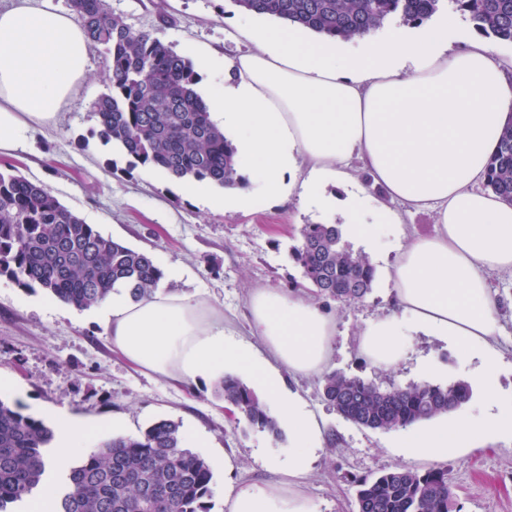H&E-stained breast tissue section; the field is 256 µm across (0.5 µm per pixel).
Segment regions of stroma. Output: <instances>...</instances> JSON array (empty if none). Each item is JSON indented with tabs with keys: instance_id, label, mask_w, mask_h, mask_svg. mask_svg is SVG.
<instances>
[{
	"instance_id": "1",
	"label": "stroma",
	"mask_w": 512,
	"mask_h": 512,
	"mask_svg": "<svg viewBox=\"0 0 512 512\" xmlns=\"http://www.w3.org/2000/svg\"><path fill=\"white\" fill-rule=\"evenodd\" d=\"M114 14L135 30L157 34L187 58L213 49L230 55L245 43L225 40L229 24L242 20L233 0H109ZM173 19L162 25L160 13ZM105 61L90 52L87 76L60 111L55 124L37 131L26 150L0 155V170L15 167L31 181L50 188L66 207L103 235L150 252L159 265L185 269L183 278L167 281L168 290L204 299L221 308L224 323L236 335L249 332L248 300L258 287L291 288L300 272L291 259L305 224H339L291 197L288 203H263L254 212H227L221 204L201 206L185 192V184L162 171L132 162L95 135L94 101L105 92ZM388 209L398 216L403 234L382 224L375 228L377 249L369 257L376 269L374 288L363 303H333L336 353L330 369L363 378L380 387L421 383L449 384L463 380L455 353L433 336L419 335L397 367L372 366L356 350L364 324L393 310L385 271L411 234L435 231L437 212L417 210L400 202ZM501 335L498 386L512 397V274H491ZM432 359L434 373H419L422 359ZM0 377L18 389L0 392V400L22 403L35 418L44 412L64 413L102 425L97 438L112 435L107 423H123L122 435L136 436L154 422L172 419L182 430L205 440L200 456L210 464L214 495L211 512H225L222 494L241 482H268L271 456L287 459V438L236 422L208 382L191 389L167 378L143 373L113 351L112 343L89 311L78 310L42 291H29L0 278ZM285 386L305 400L322 422L326 443L311 463L303 487L317 512H357V482L384 470L404 466L428 470L429 462L400 455L394 444L399 431L359 427L337 414L320 395L316 377L286 376ZM447 469L455 512H512V442L475 441L449 453Z\"/></svg>"
}]
</instances>
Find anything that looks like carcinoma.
I'll return each instance as SVG.
<instances>
[{
	"label": "carcinoma",
	"mask_w": 512,
	"mask_h": 512,
	"mask_svg": "<svg viewBox=\"0 0 512 512\" xmlns=\"http://www.w3.org/2000/svg\"><path fill=\"white\" fill-rule=\"evenodd\" d=\"M331 38L374 33L386 20L421 25L442 0H232ZM89 48L104 54L107 92L94 102L97 136L117 144L136 163L177 181L218 187L246 184L235 150L215 126L195 90L192 62L150 31L134 30L107 0H67ZM486 37L512 43V0H448ZM487 189L512 204V125L500 133L487 170ZM292 258L315 295L352 305L372 292L375 268L343 240L339 224H305ZM0 277L40 289L86 310L118 283L131 299L148 297L163 278L152 254L102 235L64 206L44 184L0 171ZM216 392L250 426L279 437L268 405L240 380L226 376ZM472 395L465 382L383 389L358 376H323L322 397L345 420L389 431L446 414ZM54 431L0 400V512L38 493L46 480L45 448ZM213 474L184 449L180 423L160 420L137 436L100 442L67 469L52 512H210ZM358 512H451L448 471L395 467L359 482Z\"/></svg>",
	"instance_id": "cac0c4a2"
}]
</instances>
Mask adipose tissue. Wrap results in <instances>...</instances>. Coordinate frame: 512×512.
<instances>
[{"label": "adipose tissue", "instance_id": "adipose-tissue-1", "mask_svg": "<svg viewBox=\"0 0 512 512\" xmlns=\"http://www.w3.org/2000/svg\"><path fill=\"white\" fill-rule=\"evenodd\" d=\"M229 37L249 49L197 57L201 70L224 74L208 107L245 164L248 184L225 189V210H253L260 191L275 202L296 195L343 213L350 235L372 247V223L389 215L367 209L354 190L352 158L390 199L435 208L436 231L412 237L389 269L395 312L367 321L358 349L374 366L393 368L412 337H437L483 391L480 418L407 430L405 457L438 462L466 442L512 439V402L497 383L498 302L488 283L489 273H512V204L479 187L512 120V62L478 40L449 51L442 26L386 42L365 37L354 49L248 21L232 24ZM88 60L81 26L53 0L0 7V155L24 150L56 122ZM331 183L338 194L327 193ZM97 310L113 348L138 369L187 386L227 374L249 380L287 427L288 460L270 462L279 480L232 487L228 512H316L302 487L323 430L283 376L325 372L335 353L332 312L291 291L256 288L245 341L227 332L221 309L162 285L139 301L110 294ZM54 424L56 451L46 463L60 468L97 426L72 417Z\"/></svg>", "mask_w": 512, "mask_h": 512}]
</instances>
